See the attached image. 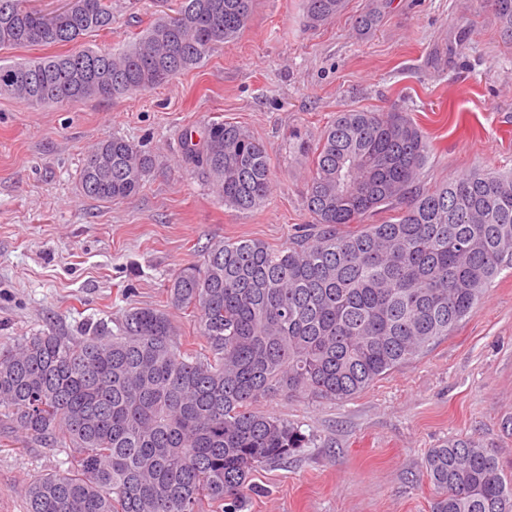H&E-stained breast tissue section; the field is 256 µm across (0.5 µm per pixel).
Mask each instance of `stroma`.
<instances>
[{
	"label": "stroma",
	"instance_id": "stroma-1",
	"mask_svg": "<svg viewBox=\"0 0 512 512\" xmlns=\"http://www.w3.org/2000/svg\"><path fill=\"white\" fill-rule=\"evenodd\" d=\"M177 0H113L111 32L84 46L123 50ZM368 0L308 27L301 0H255L233 44L140 94L33 106L0 94V348L40 331L116 327L136 307L165 308L166 288L215 240L286 246L311 229V175L299 141L336 113L404 108L431 141L419 175L429 188L482 169L512 173V43L480 0H392L371 31ZM231 122L262 141L274 184L248 212L225 206L181 162V137ZM121 136L154 166L130 200L98 201L79 173L92 143ZM261 410L299 425L309 442L288 463L250 477L246 512H430L427 453L469 438L512 474V272L477 312L423 356L345 400L268 397ZM0 512H25L24 488L53 472L62 448L4 444Z\"/></svg>",
	"mask_w": 512,
	"mask_h": 512
}]
</instances>
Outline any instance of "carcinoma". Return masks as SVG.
I'll use <instances>...</instances> for the list:
<instances>
[{"label": "carcinoma", "instance_id": "cac0c4a2", "mask_svg": "<svg viewBox=\"0 0 512 512\" xmlns=\"http://www.w3.org/2000/svg\"><path fill=\"white\" fill-rule=\"evenodd\" d=\"M512 42V0H482ZM391 0L357 18L371 29ZM254 0H180L119 53L89 48L0 66V91L31 104L111 99L156 89L245 27ZM346 0H303L316 26ZM112 0H65L47 12L0 0V48L78 44L112 30ZM187 164L224 200L250 211L270 194L266 146L242 127L182 138ZM429 158L399 109L339 112L317 142L306 207L316 229L275 249L215 241L167 286L168 306L194 314L204 348L174 339L169 314L126 312L118 332L44 331L0 351V421L23 448H66L65 469L33 479L26 512H224L247 507L249 477L286 462L307 438L257 408L284 395L351 397L414 360L473 315L512 269V174L472 171L418 186ZM153 166L121 136L97 142L83 193L128 200ZM390 212L379 224L363 219ZM431 512H512V475L472 440L429 451Z\"/></svg>", "mask_w": 512, "mask_h": 512}]
</instances>
